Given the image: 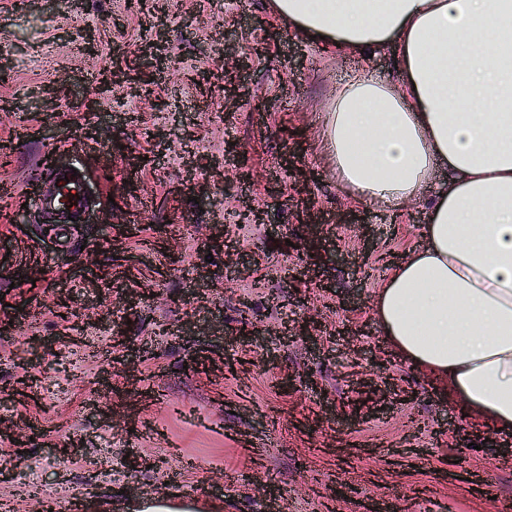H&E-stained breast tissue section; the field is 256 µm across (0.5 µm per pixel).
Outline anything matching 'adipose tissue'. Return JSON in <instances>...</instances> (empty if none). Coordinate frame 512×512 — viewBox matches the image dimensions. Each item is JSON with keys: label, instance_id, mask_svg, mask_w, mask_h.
Listing matches in <instances>:
<instances>
[{"label": "adipose tissue", "instance_id": "adipose-tissue-1", "mask_svg": "<svg viewBox=\"0 0 512 512\" xmlns=\"http://www.w3.org/2000/svg\"><path fill=\"white\" fill-rule=\"evenodd\" d=\"M310 41L365 53L396 44L400 87L358 76L325 140L356 199L396 208L442 163L424 247L375 300L381 332L446 377L471 415L512 430V0H271Z\"/></svg>", "mask_w": 512, "mask_h": 512}]
</instances>
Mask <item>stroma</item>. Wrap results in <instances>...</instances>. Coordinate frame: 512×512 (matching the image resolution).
I'll return each mask as SVG.
<instances>
[{"instance_id":"35a3bbf8","label":"stroma","mask_w":512,"mask_h":512,"mask_svg":"<svg viewBox=\"0 0 512 512\" xmlns=\"http://www.w3.org/2000/svg\"><path fill=\"white\" fill-rule=\"evenodd\" d=\"M153 2L169 68L149 97L117 91L89 110L99 64L117 53L136 73L152 29L127 0H0V449L15 464L0 499L14 512L54 497L74 512H500L512 432L463 418L448 380L394 354L374 313L384 256L424 245L431 193L355 201L324 142L350 77L396 82V46L324 49L268 0ZM219 22L240 46L265 43L230 107L231 77L198 81ZM181 125L203 159L235 146L251 181L194 193ZM58 167L88 198L71 225L41 205ZM242 197L263 223L230 221ZM61 290L96 313L83 331L60 318ZM306 316L360 330L381 365L328 335L279 340ZM382 375L413 400L375 412L362 382ZM23 426L33 440L14 442Z\"/></svg>"}]
</instances>
